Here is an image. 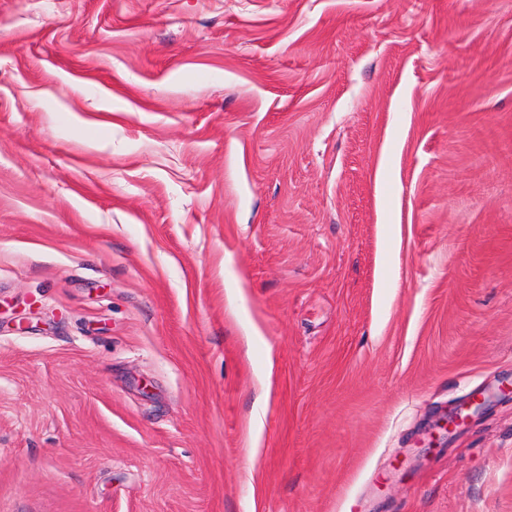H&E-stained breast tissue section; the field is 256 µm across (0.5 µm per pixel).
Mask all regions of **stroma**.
<instances>
[{"label": "stroma", "mask_w": 512, "mask_h": 512, "mask_svg": "<svg viewBox=\"0 0 512 512\" xmlns=\"http://www.w3.org/2000/svg\"><path fill=\"white\" fill-rule=\"evenodd\" d=\"M0 512H512V0H0Z\"/></svg>", "instance_id": "35a3bbf8"}]
</instances>
